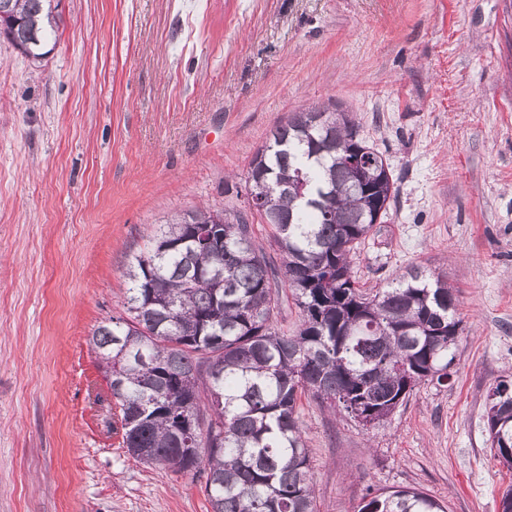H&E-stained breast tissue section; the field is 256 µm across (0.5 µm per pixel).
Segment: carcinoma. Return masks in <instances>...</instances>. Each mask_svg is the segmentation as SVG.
<instances>
[{"instance_id": "obj_1", "label": "carcinoma", "mask_w": 512, "mask_h": 512, "mask_svg": "<svg viewBox=\"0 0 512 512\" xmlns=\"http://www.w3.org/2000/svg\"><path fill=\"white\" fill-rule=\"evenodd\" d=\"M51 0H0V33L41 59L56 39ZM324 115L319 125L312 114ZM253 205L178 212L130 259L125 314L90 339L119 409L122 447L175 472L207 471L211 512H317L299 404L313 398L379 423L426 381L448 378L461 319L447 278L412 265L385 288L351 275L357 248L396 195L357 115L296 111L254 154ZM272 228L275 255L254 219ZM301 310L278 329L282 304ZM487 427L512 469V381L493 388ZM359 512H447L402 488Z\"/></svg>"}]
</instances>
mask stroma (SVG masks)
<instances>
[{
	"instance_id": "35a3bbf8",
	"label": "stroma",
	"mask_w": 512,
	"mask_h": 512,
	"mask_svg": "<svg viewBox=\"0 0 512 512\" xmlns=\"http://www.w3.org/2000/svg\"><path fill=\"white\" fill-rule=\"evenodd\" d=\"M57 43L0 36V512H211L205 473L129 455L88 342L177 211L242 208L295 110L355 112L398 194L358 285L447 275L458 356L371 428L303 400L318 512L417 488L499 512L487 396L512 374V0H59Z\"/></svg>"
}]
</instances>
